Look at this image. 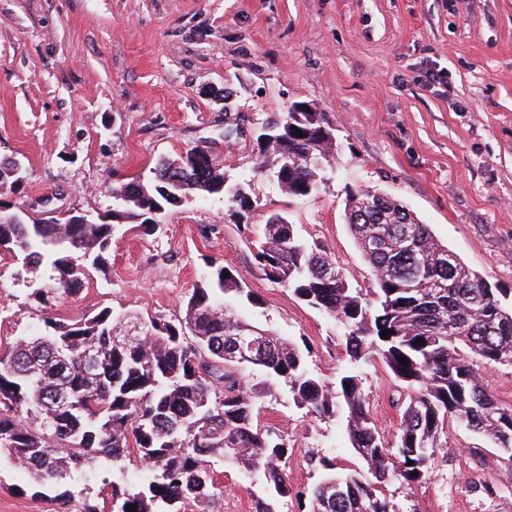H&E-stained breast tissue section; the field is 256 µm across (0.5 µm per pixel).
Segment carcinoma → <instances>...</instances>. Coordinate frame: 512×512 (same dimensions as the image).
Returning <instances> with one entry per match:
<instances>
[{
  "instance_id": "obj_1",
  "label": "carcinoma",
  "mask_w": 512,
  "mask_h": 512,
  "mask_svg": "<svg viewBox=\"0 0 512 512\" xmlns=\"http://www.w3.org/2000/svg\"><path fill=\"white\" fill-rule=\"evenodd\" d=\"M327 120L324 112L271 119L279 140L271 152H259L253 173L272 172L291 197L318 192L322 171L306 157L317 150ZM176 166L158 163L149 186H114L122 197L110 220L0 223V243L19 252L32 273L50 266L54 275L36 288L44 302L72 294L82 286L73 255L97 265L119 227L135 224L149 235L153 210L178 204L187 192L222 195L224 187L237 185L224 183V173L209 161L186 166L189 188L178 190L166 182ZM345 217L373 278L367 297L320 245L300 240L278 213L266 219L254 252L270 279L344 328L348 364L334 379L312 374L299 347L267 329L253 359L243 358L248 346L240 328L260 325L241 317L236 306L260 302L231 269L212 262L176 321L134 317L141 323L134 342L117 332L105 308L72 324L47 316L43 331L1 352L0 456L56 485L81 476L92 455L117 468L135 450L148 474L136 485L112 483V512H127L128 505L137 506L134 512H185L188 504L212 503L217 487L210 458L220 456L259 477L269 501L258 512H276L271 501L292 493L284 476L288 442L255 424L275 382L287 385L310 414L339 419L371 475L356 469L336 474L335 463L319 459L328 474L309 490L311 512H396L382 495L384 484L424 479L437 449L447 447L450 418L485 435L512 466V404L491 393L470 358L512 365V301L435 239L400 200L361 191L349 197ZM62 339L72 350L59 359ZM375 365L389 371L399 393L400 423L389 437L374 423L362 384L361 371ZM249 369L269 381L248 385L243 374Z\"/></svg>"
}]
</instances>
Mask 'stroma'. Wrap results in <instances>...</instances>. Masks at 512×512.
Instances as JSON below:
<instances>
[{
  "instance_id": "obj_1",
  "label": "stroma",
  "mask_w": 512,
  "mask_h": 512,
  "mask_svg": "<svg viewBox=\"0 0 512 512\" xmlns=\"http://www.w3.org/2000/svg\"><path fill=\"white\" fill-rule=\"evenodd\" d=\"M308 102L336 125L328 182L307 198L256 177L262 123ZM241 135L225 139L226 121ZM204 148L225 175L250 181L251 209L195 194L166 207L152 234L116 231L82 288L46 307L19 262L0 254V352L40 331L111 309L175 321L210 262L235 270L260 299L240 314L307 345L328 378L345 364L343 327L272 282L253 241L270 213L324 246L350 282L372 287L344 219L349 194L376 190L403 202L488 284L512 294V0H0V158L24 179L0 206L29 220L51 208L107 216L112 188L150 184L159 159ZM363 384L383 432L396 430L395 385L384 368ZM261 427L294 452L292 492L276 512H309L307 489L362 462L337 420L317 419L288 394L265 400ZM435 469L383 494L401 512H512V468L487 437L456 422ZM221 495L188 512H256L261 480L222 458ZM112 468L88 460L70 485L43 486L0 459V512H112Z\"/></svg>"
}]
</instances>
